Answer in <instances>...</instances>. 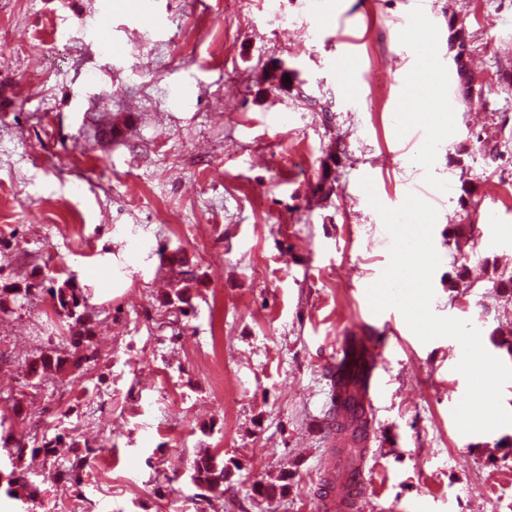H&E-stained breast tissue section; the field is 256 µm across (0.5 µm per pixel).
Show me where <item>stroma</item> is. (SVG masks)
Returning a JSON list of instances; mask_svg holds the SVG:
<instances>
[{
	"mask_svg": "<svg viewBox=\"0 0 512 512\" xmlns=\"http://www.w3.org/2000/svg\"><path fill=\"white\" fill-rule=\"evenodd\" d=\"M333 2L337 22L312 0H0V285L74 278L98 352L81 375L31 376L56 345L49 295L0 318L14 433L64 440L55 464H22L36 500L0 487V512H317L350 336L371 338L384 381L364 512H512V426L453 418L458 341L370 308L390 235L359 193L367 176L388 207L412 192L437 209L432 309L512 366V300L493 288L512 268V0ZM416 15L448 82L443 132L402 117ZM460 268L469 289L451 286ZM173 288L187 312L160 304ZM75 441L98 450L77 488L48 476ZM202 452L224 461L223 492L191 482Z\"/></svg>",
	"mask_w": 512,
	"mask_h": 512,
	"instance_id": "obj_1",
	"label": "stroma"
}]
</instances>
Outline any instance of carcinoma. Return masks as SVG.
<instances>
[{
	"label": "carcinoma",
	"instance_id": "obj_1",
	"mask_svg": "<svg viewBox=\"0 0 512 512\" xmlns=\"http://www.w3.org/2000/svg\"><path fill=\"white\" fill-rule=\"evenodd\" d=\"M44 291L50 294L56 313L67 323L70 336L65 348L43 353L35 360L34 374L44 375L48 372L61 371L68 362L67 354L71 353L73 348H80L83 351V356L73 361L75 369L79 370L84 364L96 361L97 353L93 348L94 331L87 322L85 296L82 289L70 278L48 289L45 288L43 279L27 283L23 288L15 284L1 286L0 317L15 313V310L22 308L26 301ZM56 443L55 438L49 439L44 436L32 439L22 433L16 435L11 430L6 436L0 435V446L9 449L12 465V470L7 476V494L15 499L31 498V493L27 492L29 480L24 472L18 470V463L29 453L53 455ZM94 453L95 450L88 449L86 454H77L69 461L65 476L71 484L80 483L88 467L90 455ZM190 478L193 484L200 488L217 490L224 485V461L207 454L199 455L194 460Z\"/></svg>",
	"mask_w": 512,
	"mask_h": 512
}]
</instances>
